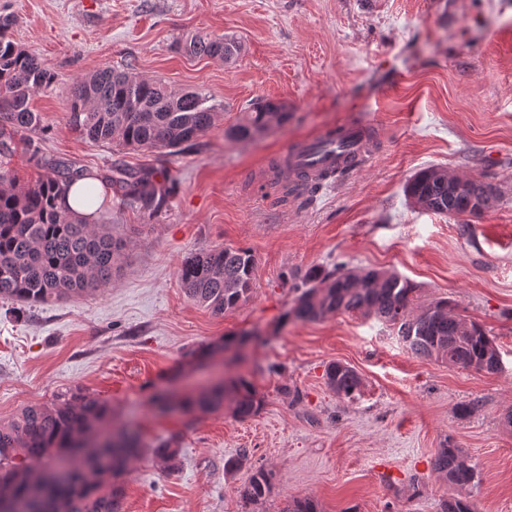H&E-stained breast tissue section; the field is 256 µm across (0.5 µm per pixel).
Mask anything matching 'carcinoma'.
Here are the masks:
<instances>
[{
    "label": "carcinoma",
    "instance_id": "carcinoma-1",
    "mask_svg": "<svg viewBox=\"0 0 512 512\" xmlns=\"http://www.w3.org/2000/svg\"><path fill=\"white\" fill-rule=\"evenodd\" d=\"M12 20L0 18V155L11 152V135L40 125L31 108L32 94L55 82V73L35 54L18 47L8 36ZM179 48L194 57H220L230 63L241 44L224 37L192 35ZM69 120L80 136L132 150L177 153L205 135L214 125L217 105L201 91L175 94L160 81L138 79L115 69H101L69 88ZM282 104L256 100L227 130L235 140L255 139L288 123ZM46 173L33 186H18L6 169L0 170V301L37 306L70 297L91 295L120 273L117 258L129 247L127 236L87 223L79 213L62 206L70 186L86 176L80 166L65 159L44 163ZM103 180L125 206L144 217L161 210L178 183L154 168H131L120 160ZM470 194L483 198L484 208L497 196L485 193L484 182L471 178ZM404 192L413 205L454 217L472 213L471 200L448 185V174L431 166L418 171ZM256 271L254 254L242 247L212 246L192 253L179 275L186 296L220 316L247 301ZM299 294L284 319L314 322L338 312L373 317L396 330L412 353L477 372L499 373L502 360L484 327L455 313L448 297L432 299L411 314L419 289L408 279L375 269L326 270L310 268L302 277ZM325 383L337 397L361 395L364 379L345 363L325 366ZM262 400L254 383L238 375L227 386L215 385L182 398L186 414H208L227 408L239 420L255 416ZM112 405L82 389H67L46 404L23 408L16 418L0 422V490L13 494L3 502L6 512H119L122 489L117 478L131 460L148 446L134 433L123 444L106 448L109 462L95 456H68L70 473L61 478L54 454L77 443L112 440ZM161 469H180V448L172 439L148 447ZM250 468L248 482L239 490L249 503L265 498L273 475L254 468L246 453L224 462V472ZM434 470L455 489L443 512H476L471 488L476 473L462 450L448 441L438 449ZM285 512H323L312 496L296 498Z\"/></svg>",
    "mask_w": 512,
    "mask_h": 512
}]
</instances>
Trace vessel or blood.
Listing matches in <instances>:
<instances>
[{"label": "vessel or blood", "mask_w": 512, "mask_h": 512, "mask_svg": "<svg viewBox=\"0 0 512 512\" xmlns=\"http://www.w3.org/2000/svg\"><path fill=\"white\" fill-rule=\"evenodd\" d=\"M374 124L370 121H343L333 136L304 140L282 157L281 168L289 179L298 174L335 185L339 172L355 173L371 159L375 146Z\"/></svg>", "instance_id": "obj_1"}]
</instances>
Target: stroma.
<instances>
[{
    "instance_id": "stroma-1",
    "label": "stroma",
    "mask_w": 512,
    "mask_h": 512,
    "mask_svg": "<svg viewBox=\"0 0 512 512\" xmlns=\"http://www.w3.org/2000/svg\"><path fill=\"white\" fill-rule=\"evenodd\" d=\"M1 15L10 38L56 74L32 98L39 127L0 159L20 185H34L48 159L96 173L120 159L163 169L178 190L148 219L112 195L94 214L130 240L112 284L19 311L0 303V421L79 388L111 403L115 426H141L147 443L177 438L178 472H163L149 450L130 462L121 512H284L305 495L324 512H442L453 489L433 459L448 439L477 472L476 512H512V0H0ZM196 33L237 38L243 50L231 64L186 55L177 41ZM105 67L207 93L214 126L174 155L82 139L68 90ZM258 99L285 104L287 124L230 139ZM363 117L378 146L361 172L313 198L268 186L287 149ZM430 165L496 184L497 202L463 218L414 207L404 187ZM217 245L257 260L248 301L221 316L190 301L178 276L188 256ZM341 263L407 277L422 305L455 299L494 338L504 371L418 357L371 317L285 320L293 283ZM254 329L270 338L244 361L189 364L191 351ZM331 361L362 375L359 398L329 390ZM236 374L264 401L250 419L226 409L161 417L150 404L156 388L193 395ZM468 401L475 409L457 416ZM243 450L274 474L252 504L236 492L249 469L224 473Z\"/></svg>"
}]
</instances>
